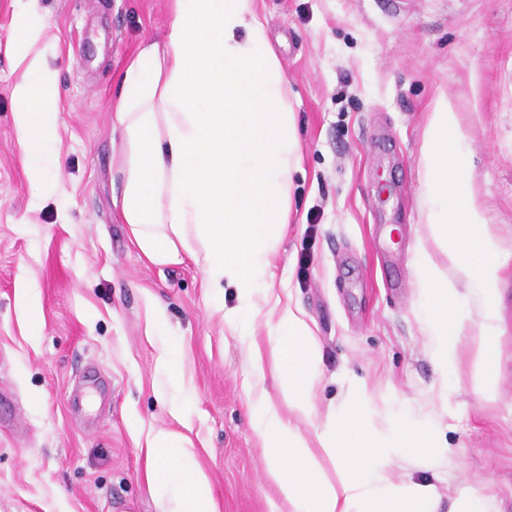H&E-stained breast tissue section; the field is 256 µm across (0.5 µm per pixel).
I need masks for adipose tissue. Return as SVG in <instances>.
<instances>
[{"instance_id": "obj_1", "label": "adipose tissue", "mask_w": 512, "mask_h": 512, "mask_svg": "<svg viewBox=\"0 0 512 512\" xmlns=\"http://www.w3.org/2000/svg\"><path fill=\"white\" fill-rule=\"evenodd\" d=\"M163 43L142 47L112 105L124 139L119 161L121 212L141 252L156 264L201 262L216 294L234 289L239 304L224 323L247 338L248 393L262 406L255 429L267 473L292 512H438L434 484L395 483L405 453L434 468L450 465L428 429H374L363 392H352L343 419L327 423L310 446L298 423L315 412L311 392L319 351L303 312L275 292L270 258L288 222L300 169L288 81L268 40L257 0H169ZM41 27L22 23L12 36L21 78L13 92L17 139L30 157L27 176L41 183L38 160L55 138L57 73L38 45ZM467 135L446 95L431 102L420 149L422 196L433 249L419 247L417 284L428 300L425 330L434 365L447 374L460 338L474 349L471 383L484 400L499 396L497 297L499 246L477 204L464 151ZM466 283L474 314L457 309ZM273 321L258 344V319ZM276 383L280 401L263 387ZM148 451L153 484L173 496V512H219L209 479L185 468L180 434L158 431ZM333 476H326L325 465Z\"/></svg>"}]
</instances>
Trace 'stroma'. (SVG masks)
Segmentation results:
<instances>
[{
  "instance_id": "obj_1",
  "label": "stroma",
  "mask_w": 512,
  "mask_h": 512,
  "mask_svg": "<svg viewBox=\"0 0 512 512\" xmlns=\"http://www.w3.org/2000/svg\"><path fill=\"white\" fill-rule=\"evenodd\" d=\"M288 77L300 133L277 289L305 314L320 351L315 442L363 391L372 424H423L450 472L407 456L395 483L464 482L512 512V0H258ZM20 21L0 0V512H163L148 480V434L186 436L220 512H271L260 407L246 347L215 309L202 266L151 263L114 197L122 129L112 112L144 42H163L169 0H39L30 23L58 74L57 138L35 191L15 126L21 72L6 45ZM468 133L478 203L500 245V399L471 385L459 343L434 369L417 288L420 148L436 94ZM37 292L36 307L19 297ZM165 311L155 322L154 307ZM177 347L173 382L157 364ZM183 408L182 421L169 413Z\"/></svg>"
}]
</instances>
